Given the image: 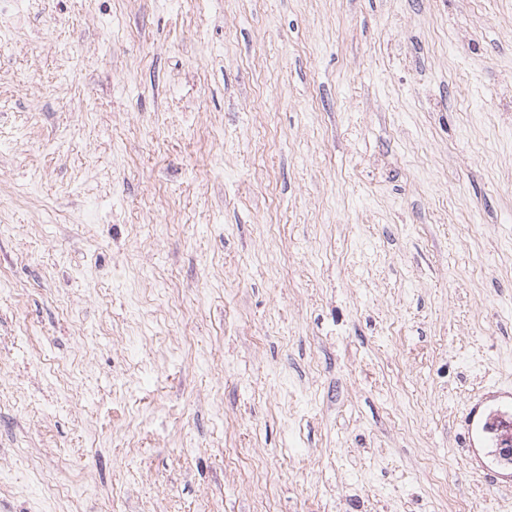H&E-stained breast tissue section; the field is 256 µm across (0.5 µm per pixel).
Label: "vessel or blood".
<instances>
[{"label": "vessel or blood", "mask_w": 512, "mask_h": 512, "mask_svg": "<svg viewBox=\"0 0 512 512\" xmlns=\"http://www.w3.org/2000/svg\"><path fill=\"white\" fill-rule=\"evenodd\" d=\"M464 452L474 471L494 472L512 486V471H494L491 456L512 459V387H493L470 397L460 420Z\"/></svg>", "instance_id": "vessel-or-blood-1"}]
</instances>
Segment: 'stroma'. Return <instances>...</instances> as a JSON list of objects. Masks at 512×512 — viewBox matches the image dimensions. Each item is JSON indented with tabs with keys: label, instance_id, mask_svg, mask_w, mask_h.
<instances>
[{
	"label": "stroma",
	"instance_id": "35a3bbf8",
	"mask_svg": "<svg viewBox=\"0 0 512 512\" xmlns=\"http://www.w3.org/2000/svg\"><path fill=\"white\" fill-rule=\"evenodd\" d=\"M512 0H0V512H512ZM464 452L475 472H491L512 486V471H495L484 448H496L502 460L512 458V387H493L470 397L460 420Z\"/></svg>",
	"mask_w": 512,
	"mask_h": 512
}]
</instances>
